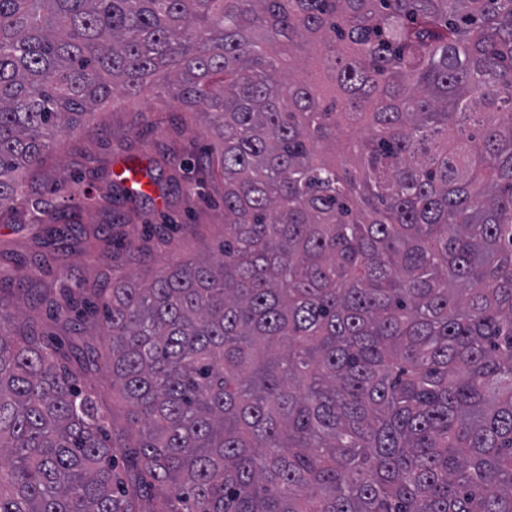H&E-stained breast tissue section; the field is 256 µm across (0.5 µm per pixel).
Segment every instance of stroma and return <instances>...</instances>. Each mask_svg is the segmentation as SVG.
<instances>
[{
    "mask_svg": "<svg viewBox=\"0 0 512 512\" xmlns=\"http://www.w3.org/2000/svg\"><path fill=\"white\" fill-rule=\"evenodd\" d=\"M167 100L157 85L98 108L84 127L56 142L24 198L0 212V296L10 302L0 323L5 329L27 323L63 346L103 349L96 316L68 325L50 317L63 289L108 288L123 273L147 284L169 264L218 256L224 186L211 181L201 163L213 140L201 114L171 111ZM162 154L168 162L149 196L132 201L114 186L113 174L128 157L146 162ZM88 194L112 199L107 208L76 215L95 238L79 245L68 236L42 243L66 201Z\"/></svg>",
    "mask_w": 512,
    "mask_h": 512,
    "instance_id": "1",
    "label": "stroma"
}]
</instances>
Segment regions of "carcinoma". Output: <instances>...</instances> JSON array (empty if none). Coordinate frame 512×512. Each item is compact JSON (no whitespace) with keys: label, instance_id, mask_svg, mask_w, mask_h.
I'll return each instance as SVG.
<instances>
[{"label":"carcinoma","instance_id":"obj_1","mask_svg":"<svg viewBox=\"0 0 512 512\" xmlns=\"http://www.w3.org/2000/svg\"><path fill=\"white\" fill-rule=\"evenodd\" d=\"M160 81L220 258L93 291L120 426L0 329V512H512V0H0V210Z\"/></svg>","mask_w":512,"mask_h":512}]
</instances>
